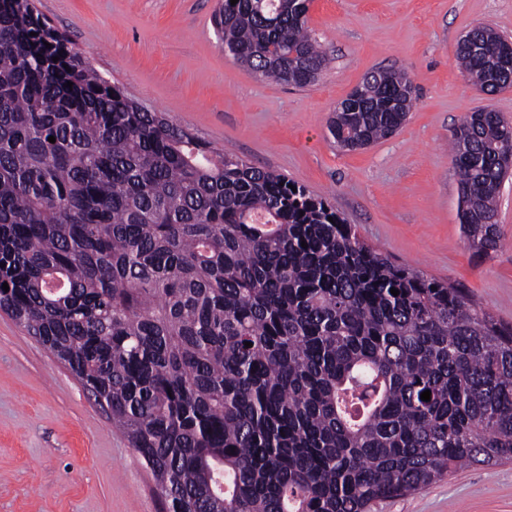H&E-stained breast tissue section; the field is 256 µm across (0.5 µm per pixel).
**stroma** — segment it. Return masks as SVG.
Masks as SVG:
<instances>
[{
	"label": "stroma",
	"mask_w": 512,
	"mask_h": 512,
	"mask_svg": "<svg viewBox=\"0 0 512 512\" xmlns=\"http://www.w3.org/2000/svg\"><path fill=\"white\" fill-rule=\"evenodd\" d=\"M70 47L149 110L333 205L361 241L464 289L512 324V178L498 197L500 246L469 249L448 141L488 108L512 121V89L487 95L455 63L478 25L512 38V0H312L327 52L306 87L257 78L224 52L218 0H35ZM381 68L405 71L418 99L392 136L347 151L327 124ZM0 512H163L151 472L94 395L0 311ZM371 512H512V462L472 465Z\"/></svg>",
	"instance_id": "obj_1"
}]
</instances>
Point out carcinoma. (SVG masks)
Segmentation results:
<instances>
[{
	"instance_id": "cac0c4a2",
	"label": "carcinoma",
	"mask_w": 512,
	"mask_h": 512,
	"mask_svg": "<svg viewBox=\"0 0 512 512\" xmlns=\"http://www.w3.org/2000/svg\"><path fill=\"white\" fill-rule=\"evenodd\" d=\"M309 2L219 0L213 25L242 65L307 86L328 62ZM469 34L458 66L511 88L512 41ZM416 100L406 73L373 72L329 132L368 147ZM451 152L488 257L512 122L468 112ZM289 185L129 97L34 0H0V309L106 404L167 512H368L511 462L512 327Z\"/></svg>"
}]
</instances>
